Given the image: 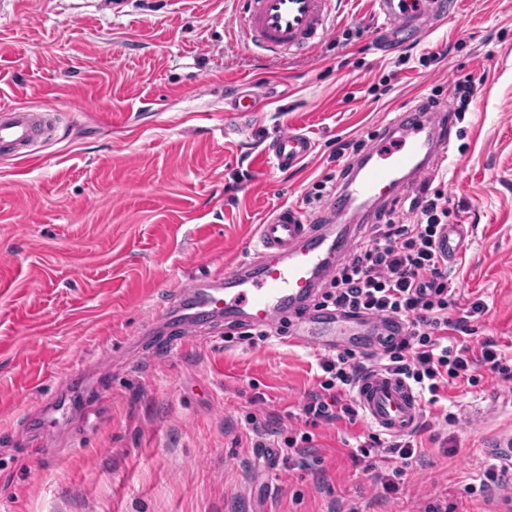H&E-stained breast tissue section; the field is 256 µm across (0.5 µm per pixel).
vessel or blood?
Instances as JSON below:
<instances>
[{"mask_svg": "<svg viewBox=\"0 0 512 512\" xmlns=\"http://www.w3.org/2000/svg\"><path fill=\"white\" fill-rule=\"evenodd\" d=\"M383 34L422 36L430 20L449 17L445 0H374ZM334 0H243L232 21L247 44L274 56L306 52L322 43L330 29ZM56 115L27 107L0 106V156L30 159L38 142L54 132ZM315 140L302 128L277 131L263 146L272 167L288 171L315 153ZM451 151L448 125L428 113L405 111L385 124L364 160L355 164L333 198L328 224H313L298 209L283 205L257 225L244 259L199 279L182 283L169 305L149 322V332L201 337L225 315L250 328H288L290 346L331 353L354 347L379 348L382 327L368 318L305 309L304 304L336 261L349 251L359 230L352 216L372 204L400 199L417 178L446 161ZM467 238L462 224L449 225L440 250L456 258ZM355 400L363 417L389 435L413 430L422 402L400 376L375 369L357 384Z\"/></svg>", "mask_w": 512, "mask_h": 512, "instance_id": "1", "label": "vessel or blood"}]
</instances>
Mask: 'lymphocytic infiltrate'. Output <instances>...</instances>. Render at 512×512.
I'll return each instance as SVG.
<instances>
[{"label": "lymphocytic infiltrate", "mask_w": 512, "mask_h": 512, "mask_svg": "<svg viewBox=\"0 0 512 512\" xmlns=\"http://www.w3.org/2000/svg\"><path fill=\"white\" fill-rule=\"evenodd\" d=\"M444 190L422 183L402 203L403 217L394 210L377 213L366 241L358 243L325 284L319 308L347 316H366L382 324L404 322V336L389 339L371 354L352 350L318 358L315 387L300 406L306 431L282 435L270 429L283 461L305 459L313 443V428L340 420L355 421L353 398L362 373L380 367L402 376L430 405L441 401L448 386L464 382L478 386L486 374L512 382V354L487 338L472 346L473 320L481 318L484 303H472L459 317H451L455 288L448 279V262L438 242L452 214ZM424 446L415 434L400 437L371 432L352 453L355 462L374 468L376 457L394 464L380 480L385 494L399 493L408 468L421 460Z\"/></svg>", "instance_id": "lymphocytic-infiltrate-1"}]
</instances>
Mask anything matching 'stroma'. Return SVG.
Listing matches in <instances>:
<instances>
[{"label": "stroma", "mask_w": 512, "mask_h": 512, "mask_svg": "<svg viewBox=\"0 0 512 512\" xmlns=\"http://www.w3.org/2000/svg\"><path fill=\"white\" fill-rule=\"evenodd\" d=\"M239 0H5L0 105L57 113L32 161L0 157V512H506L502 485L465 484L512 435V388L448 389L457 424L428 414L405 491L383 497L354 462L362 418L314 431L313 464L255 447L283 431L316 382L315 351L256 343L222 322L158 350L144 333L178 282L242 259L257 224L337 178L336 141L364 140L427 97L452 107V155L429 179L469 235L448 272L460 307L483 301L476 338L512 347V0H463L454 24L390 44L371 0H337L330 32L301 56L247 45ZM237 93L253 112L230 111ZM288 126L318 143L303 167L265 164ZM448 439L439 448L435 436Z\"/></svg>", "instance_id": "stroma-1"}]
</instances>
